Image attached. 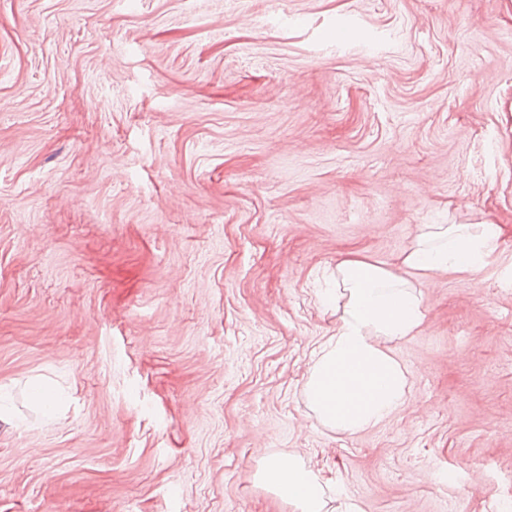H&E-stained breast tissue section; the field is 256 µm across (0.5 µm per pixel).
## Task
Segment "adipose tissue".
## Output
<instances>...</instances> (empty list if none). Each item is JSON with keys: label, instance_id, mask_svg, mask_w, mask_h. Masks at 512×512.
Returning a JSON list of instances; mask_svg holds the SVG:
<instances>
[{"label": "adipose tissue", "instance_id": "obj_1", "mask_svg": "<svg viewBox=\"0 0 512 512\" xmlns=\"http://www.w3.org/2000/svg\"><path fill=\"white\" fill-rule=\"evenodd\" d=\"M496 224H426L405 253V268L476 275L498 245ZM346 302L331 336L314 352L305 392L311 409L336 432L372 429L405 402L408 376L391 345L422 325L425 309L410 283L384 266L347 257L336 265ZM260 480L297 512H327L326 487L296 459H266Z\"/></svg>", "mask_w": 512, "mask_h": 512}]
</instances>
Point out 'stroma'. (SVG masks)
<instances>
[{"instance_id": "stroma-1", "label": "stroma", "mask_w": 512, "mask_h": 512, "mask_svg": "<svg viewBox=\"0 0 512 512\" xmlns=\"http://www.w3.org/2000/svg\"><path fill=\"white\" fill-rule=\"evenodd\" d=\"M424 224L502 235L422 276ZM350 253L425 308L353 436L305 394ZM288 456L359 512L512 499V0H0V512H296Z\"/></svg>"}]
</instances>
